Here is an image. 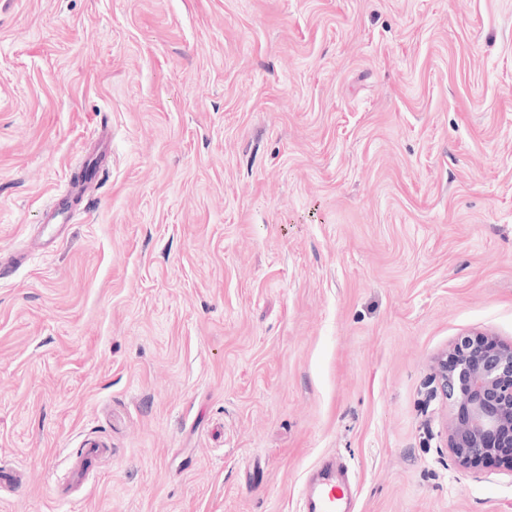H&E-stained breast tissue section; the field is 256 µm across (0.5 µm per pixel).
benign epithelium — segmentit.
Here are the masks:
<instances>
[{
    "instance_id": "1",
    "label": "benign epithelium",
    "mask_w": 512,
    "mask_h": 512,
    "mask_svg": "<svg viewBox=\"0 0 512 512\" xmlns=\"http://www.w3.org/2000/svg\"><path fill=\"white\" fill-rule=\"evenodd\" d=\"M434 383L452 410L447 447L456 466L512 462V344L462 335L439 358Z\"/></svg>"
}]
</instances>
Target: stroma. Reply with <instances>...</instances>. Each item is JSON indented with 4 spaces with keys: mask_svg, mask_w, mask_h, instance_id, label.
I'll use <instances>...</instances> for the list:
<instances>
[{
    "mask_svg": "<svg viewBox=\"0 0 512 512\" xmlns=\"http://www.w3.org/2000/svg\"><path fill=\"white\" fill-rule=\"evenodd\" d=\"M40 230L0 512H305L330 457L351 512H512L429 395L457 337L512 344V0H0V255ZM109 142V134L102 126L95 145L88 149L92 151L86 159V161L97 162V173L107 171L111 166L112 156L108 148ZM92 182L82 181L81 179L71 180L68 192L62 196L57 195L52 199L49 207L44 212V222L47 224H63L60 221L67 223L73 210L72 201L74 199L82 200L93 187V185H90Z\"/></svg>",
    "mask_w": 512,
    "mask_h": 512,
    "instance_id": "stroma-1",
    "label": "stroma"
}]
</instances>
